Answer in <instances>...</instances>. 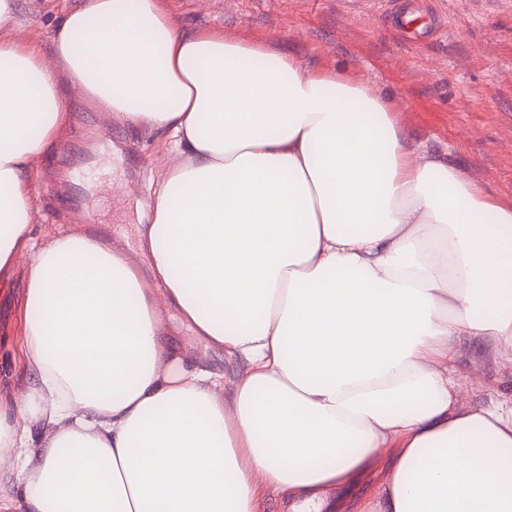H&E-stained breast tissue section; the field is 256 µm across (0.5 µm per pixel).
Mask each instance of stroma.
<instances>
[{"label": "stroma", "mask_w": 512, "mask_h": 512, "mask_svg": "<svg viewBox=\"0 0 512 512\" xmlns=\"http://www.w3.org/2000/svg\"><path fill=\"white\" fill-rule=\"evenodd\" d=\"M81 0H16L28 38L51 53V36ZM184 32L210 29L244 43H262L314 71L341 72L382 92L398 111L411 144L425 145L500 202L512 206V0H427L441 36L406 42L379 16L372 0H158ZM66 106L70 125L60 148L29 172L36 187L31 227L38 237L97 231L128 248L147 223L156 160L167 134L120 127L107 150L88 146L102 113L77 96ZM27 295L23 273L0 286V384L31 385L21 346ZM453 375L476 410L512 398V359L490 340L453 337ZM385 465L347 487L325 491L336 512H366L378 501Z\"/></svg>", "instance_id": "stroma-1"}]
</instances>
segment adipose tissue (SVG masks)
<instances>
[{
    "instance_id": "ef3b65f1",
    "label": "adipose tissue",
    "mask_w": 512,
    "mask_h": 512,
    "mask_svg": "<svg viewBox=\"0 0 512 512\" xmlns=\"http://www.w3.org/2000/svg\"><path fill=\"white\" fill-rule=\"evenodd\" d=\"M19 27L0 0V282L26 266L33 374L0 398V512H309L383 458L378 512H512V402L464 405L450 344L512 353V207L370 86L157 0H83L50 64ZM67 85L180 157L135 253L31 231ZM206 363L214 369L224 371L225 384L227 385L237 374L245 368V362L238 358L229 357L223 352L218 354H207Z\"/></svg>"
}]
</instances>
